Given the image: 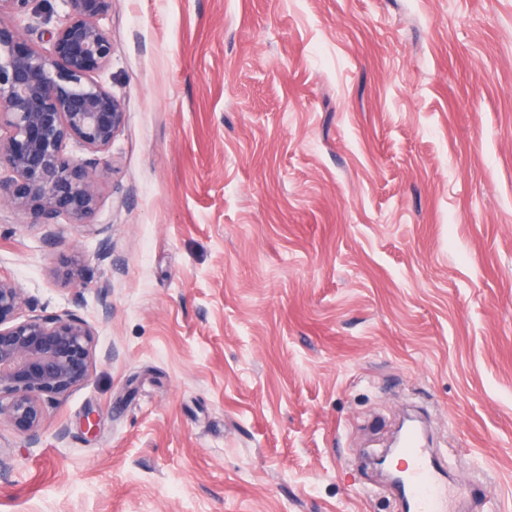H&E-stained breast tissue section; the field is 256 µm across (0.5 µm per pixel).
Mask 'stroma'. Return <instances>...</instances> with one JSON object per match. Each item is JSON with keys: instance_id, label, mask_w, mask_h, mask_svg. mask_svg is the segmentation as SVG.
I'll list each match as a JSON object with an SVG mask.
<instances>
[{"instance_id": "obj_1", "label": "stroma", "mask_w": 512, "mask_h": 512, "mask_svg": "<svg viewBox=\"0 0 512 512\" xmlns=\"http://www.w3.org/2000/svg\"><path fill=\"white\" fill-rule=\"evenodd\" d=\"M38 8L44 46L69 7ZM103 24L126 116L90 223L0 204V272L95 353L38 445L0 423V512H393L365 454L413 403L512 512V0Z\"/></svg>"}]
</instances>
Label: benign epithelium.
Segmentation results:
<instances>
[{
  "instance_id": "obj_1",
  "label": "benign epithelium",
  "mask_w": 512,
  "mask_h": 512,
  "mask_svg": "<svg viewBox=\"0 0 512 512\" xmlns=\"http://www.w3.org/2000/svg\"><path fill=\"white\" fill-rule=\"evenodd\" d=\"M33 2L0 0V197L45 225L60 216L86 224L99 197L94 162L67 146L102 152L124 124L122 103L95 79L112 58L102 24L112 0H68L47 48L26 44L12 24L36 12ZM30 308L24 289L0 276V421L33 446L47 411L87 380L93 331L71 311L23 315Z\"/></svg>"
}]
</instances>
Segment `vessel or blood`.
<instances>
[{"label": "vessel or blood", "mask_w": 512, "mask_h": 512, "mask_svg": "<svg viewBox=\"0 0 512 512\" xmlns=\"http://www.w3.org/2000/svg\"><path fill=\"white\" fill-rule=\"evenodd\" d=\"M395 453L402 463L391 477L388 491L398 499L402 512H474L467 506L471 500L479 506L475 512H498L496 490L483 479H472L463 493L451 496L455 456L427 447L419 430H408Z\"/></svg>", "instance_id": "b4317fda"}]
</instances>
